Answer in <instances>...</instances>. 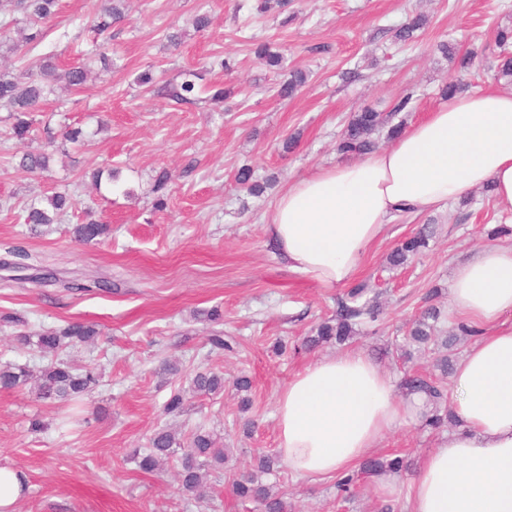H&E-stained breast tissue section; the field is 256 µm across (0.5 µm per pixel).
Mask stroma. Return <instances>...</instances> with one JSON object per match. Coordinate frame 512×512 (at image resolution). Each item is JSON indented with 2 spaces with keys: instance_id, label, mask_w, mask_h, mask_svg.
Here are the masks:
<instances>
[{
  "instance_id": "obj_1",
  "label": "stroma",
  "mask_w": 512,
  "mask_h": 512,
  "mask_svg": "<svg viewBox=\"0 0 512 512\" xmlns=\"http://www.w3.org/2000/svg\"><path fill=\"white\" fill-rule=\"evenodd\" d=\"M260 0H125L123 22L112 27V69L90 60L83 88L54 84L30 135L10 138L0 120V259L12 246L26 249L36 268L53 274L50 284L20 283L0 270V365L26 364L39 370L43 359L21 347L20 332L62 328L71 322L95 325L102 337L64 348L61 359L92 367L102 380L84 399L78 421L68 419L64 402L48 403L34 384L0 390V466L26 477L27 490L14 512H258L233 496L235 476L253 459L277 451V398L288 381L312 362L341 351L372 358L394 380L436 374V359L456 363L473 339L461 335L449 315L456 265L478 249L512 245V232H487L512 213L491 193L471 191L473 203L417 218L402 217L365 257L354 278L366 298L383 307L380 319L361 326L345 344L305 348L304 339L336 310L344 288L329 287L289 270L266 231L265 220L280 193L321 167L355 163L339 154L336 142L354 112L370 107L389 113L396 97L411 93L396 121L411 125L441 105V87L457 78L456 63L440 44L475 50L466 79L472 92L512 85L494 80V33L512 27V0H289L280 11L259 10ZM102 0H61L38 46L0 49V69L20 73L46 61L62 69L97 41L94 25ZM212 23L196 31L197 15ZM427 23L414 40L395 41L394 28L416 15ZM268 42L284 56L271 71L252 52ZM224 59L227 69L216 67ZM308 73L307 84L291 98L278 95L293 70ZM151 71L156 84L139 85ZM201 73V89L233 88L221 104L179 103L161 93L184 73ZM90 132L85 146L55 152L42 175L18 170L21 156L41 150L44 125ZM264 183L261 195L236 181L241 167ZM112 168L111 187L95 189L90 174ZM168 172L165 210L154 208L153 191ZM57 184L69 185L77 208L59 223L30 229L24 224L31 200ZM97 220L109 233L97 244L75 240V225ZM431 225L425 256L394 267L387 256L397 242ZM99 279L102 287L65 288L68 280ZM440 312L435 333L452 340L405 354L404 336L425 305ZM220 307L214 323L206 313ZM223 334L228 350L211 349L208 339ZM177 361L179 373L162 363ZM224 375L223 393L190 391L195 372ZM251 382L248 394L235 387ZM443 389L450 376L439 375ZM184 392L185 411L165 414V402ZM249 409H242V397ZM426 414L407 420L374 448L377 457L400 453L418 463L448 436L432 429ZM40 421L33 429L32 421ZM181 441L196 429L216 433L232 454L218 476H209L204 496L184 495L177 461L164 470L141 472L131 459L162 428ZM353 493L339 490L337 478L299 477L281 466L275 481L290 512H409L406 472L395 490H377L373 476L353 467Z\"/></svg>"
}]
</instances>
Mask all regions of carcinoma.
<instances>
[{
    "label": "carcinoma",
    "instance_id": "cac0c4a2",
    "mask_svg": "<svg viewBox=\"0 0 512 512\" xmlns=\"http://www.w3.org/2000/svg\"><path fill=\"white\" fill-rule=\"evenodd\" d=\"M116 0H107L100 21L96 27L104 33L112 27V22L124 17V13L114 5ZM58 10V0H0V43L9 39L12 27L18 20H24L27 34L23 37L25 44L36 45L45 36L42 25L52 19ZM46 74L54 80L65 83L72 89H79L86 81V65L73 66L60 72L47 64L42 67ZM198 75L189 73V78L179 84L166 88V95L185 103H192L196 97ZM306 82V75L300 71L290 74V78L280 89L283 96H292ZM51 86L43 83L33 73L14 75L0 72V110L8 112L12 120L11 135L17 139L28 136L33 126V113L41 111L43 102ZM385 116L373 109L366 108L354 113L342 134L337 150L343 155L368 154L376 147L374 134L388 122ZM50 155L44 151L25 153L19 161L18 168L28 173H42L48 170ZM74 205V198L66 187H54L51 193L35 200L26 209L25 223L33 226L54 224ZM108 232V225L100 222L77 224L74 228L75 237L85 243L98 242ZM429 235L426 230L419 231L413 237L401 242L389 256L390 265L397 267L421 252L428 245ZM363 290L350 289L337 302L333 317L322 322L316 328V335L309 337L308 342L316 346L336 340L339 343L349 340L357 334L356 326L364 322H375L381 316L380 307L373 301L358 302ZM437 317L435 308L424 310L421 317L414 322L406 340L426 344L433 340L428 319ZM100 332L95 326L73 322L60 330H44L34 336L21 333L17 336L22 345L35 346L42 353H54L66 345L81 344L96 340ZM31 370L23 364H7L0 368V387L16 388L29 381ZM99 383L98 374L92 369L78 372L63 360H54L40 370L37 376L38 397L43 400L72 401L93 391ZM194 389L203 394H218L224 390V374L213 371H199L193 380ZM404 388L411 393H424L433 400L443 397L436 382L428 377L414 375L407 378ZM176 440L166 431L157 432L150 440L149 447L135 450L133 459L139 469L147 472L157 470L163 459L176 452ZM227 455L224 449L216 447V439L209 433L196 432L186 446L181 448V469L179 481L183 492L195 495L201 487L205 472L210 469L224 468ZM277 460L270 456H260L255 468L240 475L233 481V493L244 501H253L264 508V512H287V504L283 495L274 484L263 481L262 476L274 472ZM407 469L404 459L370 458L362 465L366 474L381 471L399 474Z\"/></svg>",
    "mask_w": 512,
    "mask_h": 512
}]
</instances>
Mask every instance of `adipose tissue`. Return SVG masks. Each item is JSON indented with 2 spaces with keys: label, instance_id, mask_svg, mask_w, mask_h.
Listing matches in <instances>:
<instances>
[{
  "label": "adipose tissue",
  "instance_id": "obj_1",
  "mask_svg": "<svg viewBox=\"0 0 512 512\" xmlns=\"http://www.w3.org/2000/svg\"><path fill=\"white\" fill-rule=\"evenodd\" d=\"M487 184L512 212V94L493 90L449 99L389 148L295 181L266 229L293 272L342 287L398 217L445 209ZM510 313L512 246L482 247L456 267L451 287V318L479 332L451 378L462 426L421 457L411 512H512ZM423 405L399 401L394 379L364 354L326 356L280 393L278 451L297 475L331 476Z\"/></svg>",
  "mask_w": 512,
  "mask_h": 512
}]
</instances>
